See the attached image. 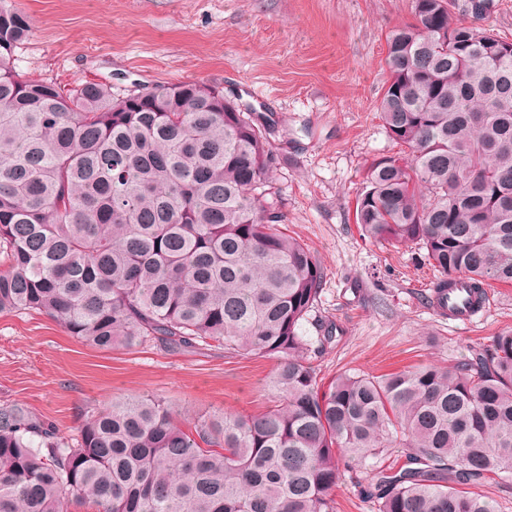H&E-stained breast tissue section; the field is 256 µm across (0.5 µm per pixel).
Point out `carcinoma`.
Returning a JSON list of instances; mask_svg holds the SVG:
<instances>
[{
	"label": "carcinoma",
	"mask_w": 512,
	"mask_h": 512,
	"mask_svg": "<svg viewBox=\"0 0 512 512\" xmlns=\"http://www.w3.org/2000/svg\"><path fill=\"white\" fill-rule=\"evenodd\" d=\"M474 0H413L389 28L379 116L402 150L368 167L356 222L415 243L448 298L512 285V40ZM29 17L0 7V313L45 314L101 349L220 345L276 362L279 403L186 427L161 399L114 400L76 436L0 407V512H334L339 474L389 448L378 512H493L512 473V330L452 367L328 384L299 332L322 269L267 204L266 125L198 82L112 94L16 71ZM494 507L495 512H512V474H495L475 489Z\"/></svg>",
	"instance_id": "1"
}]
</instances>
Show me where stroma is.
I'll use <instances>...</instances> for the list:
<instances>
[{"label":"stroma","instance_id":"35a3bbf8","mask_svg":"<svg viewBox=\"0 0 512 512\" xmlns=\"http://www.w3.org/2000/svg\"><path fill=\"white\" fill-rule=\"evenodd\" d=\"M23 10L32 31L15 49L23 75L114 94L199 81L223 89L269 124L280 157L268 200L282 229L323 271L302 323L335 327L311 361L323 380L350 369L373 375L421 364L448 367L512 330V286L470 329L432 311L437 273L418 245H381L355 222L369 165L399 150L377 116L387 80L388 29L412 18V0H0ZM272 360L205 346L168 352L149 343L102 351L43 314L0 313V407L16 404L74 434L86 412L122 397L153 396L185 418L255 413L274 397ZM369 458L342 473L336 512H378L361 488Z\"/></svg>","mask_w":512,"mask_h":512}]
</instances>
